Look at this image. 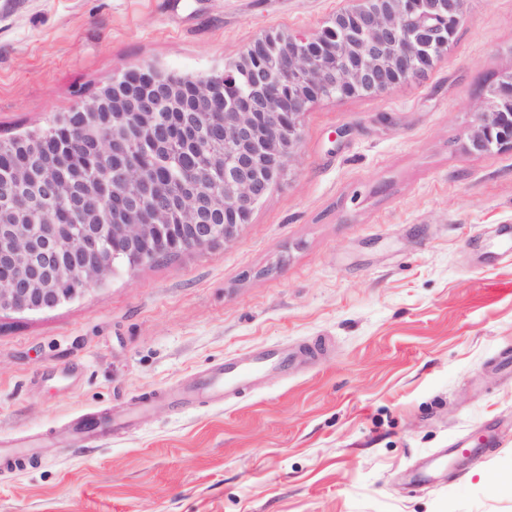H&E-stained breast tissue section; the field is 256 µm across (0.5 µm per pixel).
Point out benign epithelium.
<instances>
[{
    "instance_id": "7a95c632",
    "label": "benign epithelium",
    "mask_w": 512,
    "mask_h": 512,
    "mask_svg": "<svg viewBox=\"0 0 512 512\" xmlns=\"http://www.w3.org/2000/svg\"><path fill=\"white\" fill-rule=\"evenodd\" d=\"M467 3L355 0L334 16L332 25L343 37L326 54L308 46L322 39V31L265 33L230 65L238 71L254 61L275 62L271 70L253 71L244 93L231 91L222 71L184 77L140 65L112 76L73 108L90 127L107 132L91 152L112 157L110 176L87 180L80 169H71L81 187V223L34 224L13 203L33 186L42 210L54 207L68 165L67 139L38 132L33 141L50 143L53 150L0 172V314L51 309L72 299L82 289L59 287L71 273L89 287L103 283L105 247L112 259L135 268L163 248L184 252L232 241L295 157L306 107L323 92L342 98L383 92L428 70L434 59L424 58L417 32L444 8L448 29H457ZM510 92L506 86L488 90L470 138L473 149L512 146V113L502 111ZM200 111L209 115L204 133L193 124ZM178 138L200 147L207 180L190 169L177 183L156 186L130 169L132 147L155 155ZM128 183L137 186L138 198L102 218L108 196Z\"/></svg>"
}]
</instances>
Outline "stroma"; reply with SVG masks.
I'll use <instances>...</instances> for the list:
<instances>
[{
    "label": "stroma",
    "mask_w": 512,
    "mask_h": 512,
    "mask_svg": "<svg viewBox=\"0 0 512 512\" xmlns=\"http://www.w3.org/2000/svg\"><path fill=\"white\" fill-rule=\"evenodd\" d=\"M348 0H0V139L112 75L224 68ZM512 71V0H469L425 76L329 97L237 237L0 314V512H512V148L468 149ZM291 356L224 402L163 396L261 347ZM158 404L112 437L83 413ZM493 434L479 462L451 443ZM76 433L82 438L102 436L110 431L108 422L104 416L87 413L81 415L74 423Z\"/></svg>",
    "instance_id": "1"
}]
</instances>
